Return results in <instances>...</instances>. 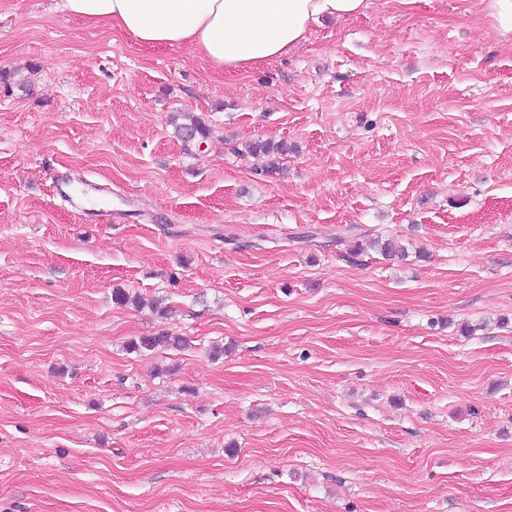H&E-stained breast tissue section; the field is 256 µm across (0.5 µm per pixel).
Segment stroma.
Returning a JSON list of instances; mask_svg holds the SVG:
<instances>
[{
  "mask_svg": "<svg viewBox=\"0 0 512 512\" xmlns=\"http://www.w3.org/2000/svg\"><path fill=\"white\" fill-rule=\"evenodd\" d=\"M55 2L0 0V512H512V44L482 0H371L235 76ZM163 332L188 346L127 348ZM171 122L175 126L176 135L185 143L205 139L208 136L209 129L199 118L173 115ZM247 151L253 155L267 157L265 171L270 174H276L280 172L277 157L280 158L288 154V145L284 141L277 144L272 142H253L247 145Z\"/></svg>",
  "mask_w": 512,
  "mask_h": 512,
  "instance_id": "stroma-1",
  "label": "stroma"
}]
</instances>
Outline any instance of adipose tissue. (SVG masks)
Wrapping results in <instances>:
<instances>
[{
	"label": "adipose tissue",
	"mask_w": 512,
	"mask_h": 512,
	"mask_svg": "<svg viewBox=\"0 0 512 512\" xmlns=\"http://www.w3.org/2000/svg\"><path fill=\"white\" fill-rule=\"evenodd\" d=\"M370 0H59V9L109 26L144 47L188 44L214 69L248 72L307 41L326 19L363 14Z\"/></svg>",
	"instance_id": "ef3b65f1"
}]
</instances>
